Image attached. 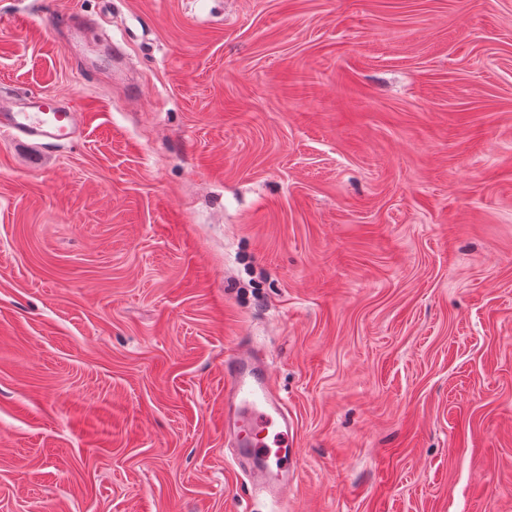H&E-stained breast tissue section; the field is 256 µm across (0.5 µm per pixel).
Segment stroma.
Listing matches in <instances>:
<instances>
[{"label":"stroma","mask_w":512,"mask_h":512,"mask_svg":"<svg viewBox=\"0 0 512 512\" xmlns=\"http://www.w3.org/2000/svg\"><path fill=\"white\" fill-rule=\"evenodd\" d=\"M3 89L0 512H272L243 346L287 512H512V0H0ZM85 117L70 97L24 92L0 95V133L45 149L50 144L80 140ZM225 428L233 431L234 461L245 466L253 489L265 490L274 502L288 498L282 489L296 476L293 422L267 364L252 350L224 358Z\"/></svg>","instance_id":"stroma-1"}]
</instances>
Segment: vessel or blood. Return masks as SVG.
<instances>
[{
	"label": "vessel or blood",
	"mask_w": 512,
	"mask_h": 512,
	"mask_svg": "<svg viewBox=\"0 0 512 512\" xmlns=\"http://www.w3.org/2000/svg\"><path fill=\"white\" fill-rule=\"evenodd\" d=\"M85 117L77 101L24 92L0 95V133L38 148L80 140ZM224 425L234 434V460L253 489L285 500L297 452L293 422L274 390L264 359L244 349L224 359Z\"/></svg>",
	"instance_id": "vessel-or-blood-1"
}]
</instances>
